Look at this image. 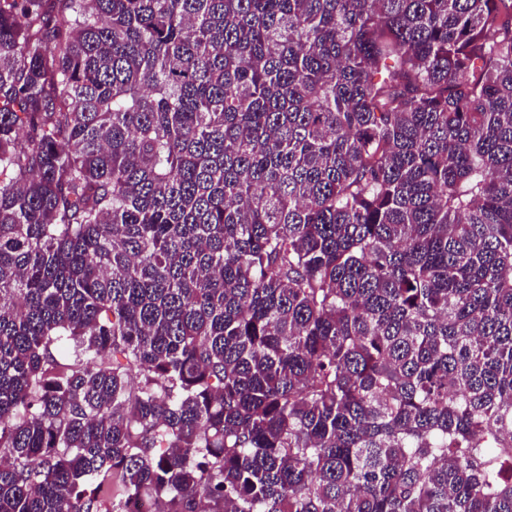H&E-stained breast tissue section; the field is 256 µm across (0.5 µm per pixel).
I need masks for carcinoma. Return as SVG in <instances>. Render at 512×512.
Instances as JSON below:
<instances>
[{
  "label": "carcinoma",
  "mask_w": 512,
  "mask_h": 512,
  "mask_svg": "<svg viewBox=\"0 0 512 512\" xmlns=\"http://www.w3.org/2000/svg\"><path fill=\"white\" fill-rule=\"evenodd\" d=\"M143 499L512 512V0H0V512Z\"/></svg>",
  "instance_id": "1"
}]
</instances>
